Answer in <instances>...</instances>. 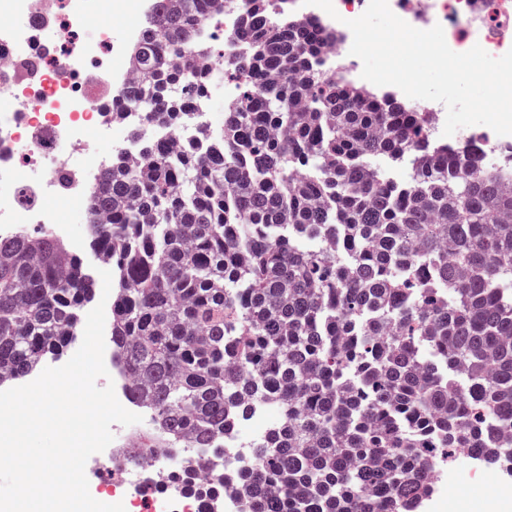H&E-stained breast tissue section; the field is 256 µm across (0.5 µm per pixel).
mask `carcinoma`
Wrapping results in <instances>:
<instances>
[{"mask_svg":"<svg viewBox=\"0 0 512 512\" xmlns=\"http://www.w3.org/2000/svg\"><path fill=\"white\" fill-rule=\"evenodd\" d=\"M240 93L204 152L142 141L91 193L90 246L115 276L112 350L159 444L224 453L263 398L288 426L256 446L240 512H423L422 449L512 464V171L476 135L322 72L335 36L240 0ZM202 0H159L126 100L187 119L204 90ZM409 156L404 185L387 163ZM315 240V249L303 240ZM95 281L42 231L0 238V385L67 346Z\"/></svg>","mask_w":512,"mask_h":512,"instance_id":"cac0c4a2","label":"carcinoma"}]
</instances>
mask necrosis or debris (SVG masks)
<instances>
[{
    "label": "necrosis or debris",
    "mask_w": 512,
    "mask_h": 512,
    "mask_svg": "<svg viewBox=\"0 0 512 512\" xmlns=\"http://www.w3.org/2000/svg\"><path fill=\"white\" fill-rule=\"evenodd\" d=\"M117 0H58L63 23L53 39V13L47 0H0V97L10 99V111L0 113V238L18 234L27 224L48 225L55 238L71 241L70 225L61 223L49 202L66 197L85 208V221L98 223L88 210V193L113 159L133 160L140 145L130 136L139 128L148 135L175 142L177 153L202 144L211 132L209 93L197 95L192 116L169 123L151 121L146 113L124 111L125 135L113 138L112 114L121 109L124 92L133 82L130 67H114L126 57L142 34L141 24L128 27L115 38L103 20L112 14ZM391 10L411 26L426 30L441 25L448 31V45L463 53L481 46L494 57L512 50V0H388ZM336 16L301 0H272V11L287 10L334 29L336 36L322 47L323 71L336 79L360 81L362 63L351 55V31L340 28L338 16L362 15L369 0H333ZM122 110V109H121ZM97 139H90L88 129ZM82 152L87 162L73 169L71 155ZM104 361L120 403L142 415L131 426L112 425L114 439L103 451L111 481L88 480L98 501L123 503L125 512H200L201 503L182 485L197 470L216 478L251 468L253 444L265 432L246 430L237 424L224 432V456L210 448H161L151 467L129 469L126 452L137 437L154 434L151 414L130 396V380L112 353Z\"/></svg>",
    "instance_id": "4bbe7bcc"
}]
</instances>
